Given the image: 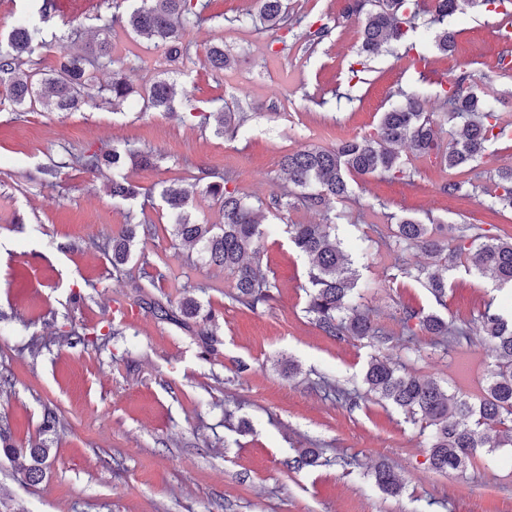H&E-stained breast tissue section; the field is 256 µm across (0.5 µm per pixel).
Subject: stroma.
<instances>
[{
	"mask_svg": "<svg viewBox=\"0 0 512 512\" xmlns=\"http://www.w3.org/2000/svg\"><path fill=\"white\" fill-rule=\"evenodd\" d=\"M341 8L342 0H288L289 15L337 20L328 37L308 45L287 30L255 27L258 0H211L210 21L189 37L200 46L223 44L232 62L214 72L202 56L186 61L174 78L171 113L141 99L169 69L162 49L124 33L113 41L132 69L135 92L120 107L15 112L0 104V311L9 316L0 322V373L11 379L0 388V421L17 447L44 442L51 449L35 485L0 459V506L9 512H512V448L480 449L463 473H438L427 463L419 426L403 411L371 394L349 409L320 384L329 378L362 389L368 362L382 354L443 388L482 397L495 357L482 341L480 315L489 306L512 308V290L456 257L453 237L462 224L512 235V212L490 198L498 169L512 164V145L488 148L470 195L441 192L451 171L439 158L404 147L409 178H356L350 197L332 205L336 233L375 321L397 332L404 306L438 312L468 332L445 354L419 358L398 340L382 348L340 340L312 323L305 312L310 263L291 246L287 227L321 223L320 212L262 211L257 262L276 288L270 306L254 312L229 299V272L171 235L159 197L165 185L191 191L194 220L218 223L219 206L197 180L199 169L230 171L240 193L268 198L288 184L285 155L372 132L381 113L397 104L398 90L433 104L465 69L475 90L503 99L501 111L512 121V70L500 63L494 13L469 7L445 19V28L459 33L453 53L437 51L433 33L420 28L408 43L369 57L353 77L347 63L359 49L360 25L340 19ZM107 10L106 0H57L44 29L63 34L76 15L93 29L96 15ZM228 105L250 114L232 139L191 115ZM127 142L163 156L155 168L125 166L142 198H114L108 171L67 169L55 184L44 180L43 167L68 154ZM140 209L157 234L136 242L125 274L114 276L98 245L121 231L128 211ZM391 216L443 225L447 262L415 251L405 258L446 275L445 307L396 269ZM145 256L166 262V280L141 278ZM186 295L201 305L186 327L159 319L144 303ZM119 304L135 317L114 313ZM211 312L218 321L209 352L195 330ZM74 323L91 345L70 342ZM111 326L120 336H107ZM50 409L60 424L46 434ZM228 409L248 422L247 432L225 427ZM300 448L319 449L318 465L289 469L287 460ZM381 463L401 474L400 496L384 494L371 479Z\"/></svg>",
	"mask_w": 512,
	"mask_h": 512,
	"instance_id": "stroma-1",
	"label": "stroma"
}]
</instances>
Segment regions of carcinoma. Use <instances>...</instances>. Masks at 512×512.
<instances>
[{
    "label": "carcinoma",
    "mask_w": 512,
    "mask_h": 512,
    "mask_svg": "<svg viewBox=\"0 0 512 512\" xmlns=\"http://www.w3.org/2000/svg\"><path fill=\"white\" fill-rule=\"evenodd\" d=\"M126 0H112V11L97 16V37L85 45L83 52L72 53L66 43L84 40L85 28L72 21L64 35L46 37L41 26L52 11L55 0H42L39 17L20 21L7 37H0V93L11 102L16 112L40 108L45 112H72L88 102L99 106L122 104L132 93L130 73L122 69L113 73L106 87L95 85L94 74L110 68L118 59L112 54V31L119 28L142 36L162 48L169 60L177 64L191 59L193 44L188 31L204 20L210 0H138L131 10L122 9ZM426 10L422 0H348L346 16L360 23L361 44L356 57L349 61V70L358 74L357 66L365 65L368 57L383 47L406 40L420 15L430 13L428 24L441 23L448 16L469 6H480L502 16L500 31L512 25V0H431ZM259 21L264 27L277 30L286 24L302 30L311 41H321L331 32V26L314 23L304 17L289 20L284 0H260ZM457 33L443 29L435 36V47L442 53L454 50ZM59 48L56 68L48 73L38 69V57L50 46ZM205 63L213 70L230 65V55L224 45L203 48ZM468 75H460L451 93H443L442 108L452 118L461 121L457 136L441 153V163L450 169L464 168L478 161L489 145L512 134V123L503 120L500 109L476 92H465ZM151 107L173 110L175 87L162 79L146 91ZM402 101L381 113L378 124L369 134L341 142L333 149L305 147L282 160V169L293 187L292 191L273 192L264 205L281 212L295 204L324 213L322 224H291L288 233L295 248L311 260L309 283L311 291L305 312L327 336L338 339L366 340L373 346L392 343L395 336L375 323L357 291V275L350 267L348 255L336 237V222L331 216L330 203L343 200L351 193L348 176L381 174L391 179L407 177L404 163L396 147L407 146L425 157L437 153L434 134L435 112L426 109L415 93H400ZM248 120L242 109L199 113L200 124L215 122V133L234 137ZM162 156L151 149L129 143L123 149L100 147L73 154L65 161L55 162L44 170L52 184L63 170L95 174L112 170V197L134 199L139 189L122 173L125 162L142 167L158 165ZM200 179L208 180L206 192L220 204L221 221L199 224L191 219V193L172 183L163 187L161 198L174 220L173 235L183 245L199 252L209 263L224 268L234 277V291L229 298L256 311L274 299L276 284L255 268L251 259L257 254V244L263 231L257 220V209L230 187L228 174L202 171ZM494 203L512 210V165L498 171ZM152 235V225L129 212L118 235L112 237V269L119 272L130 261L135 240ZM395 246L402 252L413 249L438 258L444 246L432 234V227L414 217H403L396 224ZM458 256L472 260L481 273H490L502 284H512V236L507 239L490 236L480 227L471 233L462 230L455 238ZM402 277L420 282L436 303L446 306L448 280L432 273L423 265L405 262L400 266ZM198 301L184 297L177 309L184 321L197 316ZM402 335L405 348L418 356L421 348L417 337H432L431 346L448 352V348L464 335L437 313L408 305L402 310ZM484 340L496 355L494 368L488 373L484 395L476 402L450 394L437 382L404 372L388 358H373L367 365L362 382L366 392L377 396L403 411L415 424L429 428L425 438L427 461L431 469L441 473H456L470 465L483 447H512V314L485 311L482 316ZM497 430L492 436L490 431ZM50 449L18 448L10 432L0 428V454L16 461L29 458L21 465L24 479L39 482L44 475ZM318 450L304 448L288 461V466L303 469L317 465ZM376 485L387 495L402 493L404 483L391 467L381 464L373 470Z\"/></svg>",
    "instance_id": "obj_1"
}]
</instances>
